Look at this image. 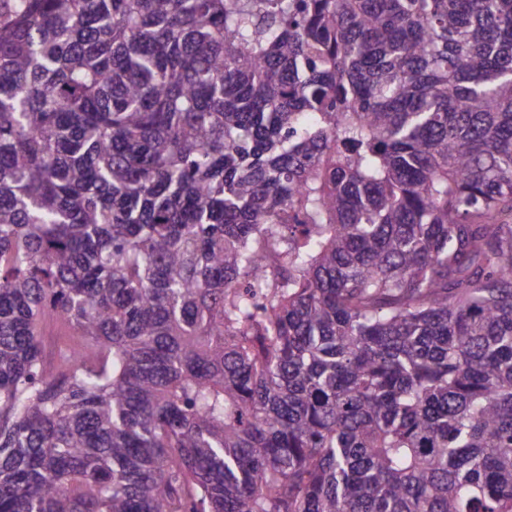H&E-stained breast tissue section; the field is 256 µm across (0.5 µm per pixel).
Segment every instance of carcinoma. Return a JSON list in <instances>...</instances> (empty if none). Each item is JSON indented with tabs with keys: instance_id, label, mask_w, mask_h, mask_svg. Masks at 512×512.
Returning <instances> with one entry per match:
<instances>
[{
	"instance_id": "1",
	"label": "carcinoma",
	"mask_w": 512,
	"mask_h": 512,
	"mask_svg": "<svg viewBox=\"0 0 512 512\" xmlns=\"http://www.w3.org/2000/svg\"><path fill=\"white\" fill-rule=\"evenodd\" d=\"M0 512H512V0H0ZM66 342V330L60 325L46 327L42 337L43 355L47 362H51L59 349Z\"/></svg>"
}]
</instances>
